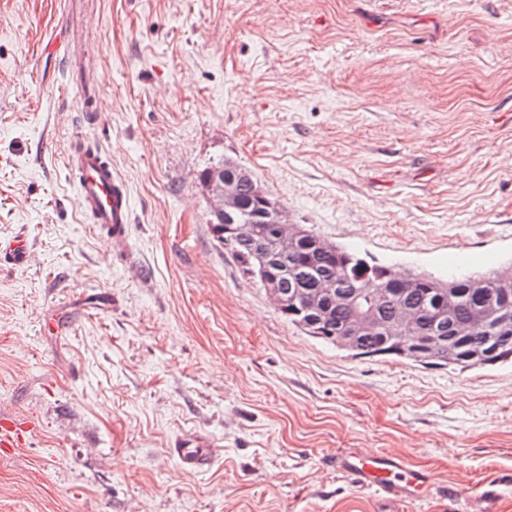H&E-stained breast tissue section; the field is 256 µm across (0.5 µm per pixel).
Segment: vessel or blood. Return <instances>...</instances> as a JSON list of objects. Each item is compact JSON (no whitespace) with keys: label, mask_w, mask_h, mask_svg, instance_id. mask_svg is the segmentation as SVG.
Instances as JSON below:
<instances>
[{"label":"vessel or blood","mask_w":512,"mask_h":512,"mask_svg":"<svg viewBox=\"0 0 512 512\" xmlns=\"http://www.w3.org/2000/svg\"><path fill=\"white\" fill-rule=\"evenodd\" d=\"M70 167L77 177L82 208L93 216L95 223L111 225L113 238H120L131 216L125 184L113 176L111 167L102 164L101 154L96 150L71 157ZM29 429L26 422L0 423V447H17ZM176 453L192 470L201 469L210 460L206 449L188 442L180 443ZM336 467L357 486L376 493L412 498L430 490L432 484L429 473L411 468L403 459L387 453L367 454L351 449L337 456Z\"/></svg>","instance_id":"obj_1"}]
</instances>
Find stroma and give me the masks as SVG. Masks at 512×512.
<instances>
[{"label": "stroma", "mask_w": 512, "mask_h": 512, "mask_svg": "<svg viewBox=\"0 0 512 512\" xmlns=\"http://www.w3.org/2000/svg\"><path fill=\"white\" fill-rule=\"evenodd\" d=\"M130 194L113 240L72 147ZM233 161L295 223L442 280L512 265V0H0V512H456L512 475V361L364 357L214 230ZM204 441L193 472L174 449ZM400 456L375 497L340 452ZM31 425L27 422L2 421L0 425V447L15 448L24 440ZM336 469L357 486L375 493L412 498L430 490L432 484L429 473L413 469L403 459L387 453L351 449L336 456Z\"/></svg>", "instance_id": "obj_1"}]
</instances>
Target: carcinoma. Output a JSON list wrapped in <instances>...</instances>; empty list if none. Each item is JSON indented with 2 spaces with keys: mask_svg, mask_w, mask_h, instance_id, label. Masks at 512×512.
Instances as JSON below:
<instances>
[{
  "mask_svg": "<svg viewBox=\"0 0 512 512\" xmlns=\"http://www.w3.org/2000/svg\"><path fill=\"white\" fill-rule=\"evenodd\" d=\"M239 194L242 202V220L236 240L228 244V247L244 272L259 279L263 257L255 250L254 241H273L276 225L273 224V216L256 215L253 202L254 187L251 183H241ZM323 277L336 278L339 292L346 298L344 302H338L334 298L327 302L322 324L324 335L321 336L324 341L336 344L334 333L345 329L359 312L374 309L381 319L388 321L403 306L413 308L419 313V322L415 327L417 335L425 337L432 334L435 305L433 298L424 288V283L431 281L430 277L417 276L408 282H401L398 296L376 305L371 289L389 280H398L389 266L371 264L358 253L342 247L332 251H321L313 246L312 241L307 240L298 247L294 258L288 261V272L281 278V286L298 293L296 304L300 308L305 294L312 292L317 281ZM496 278L497 273L493 272L487 276H468L451 280L453 294L447 300L448 335L444 342V350L434 351V364H445L450 354L460 357L472 351L486 349V333H462L460 329L468 323L476 293L483 292L489 295L495 292ZM359 347L360 354L364 356H400L393 339L382 333L360 337Z\"/></svg>",
  "mask_w": 512,
  "mask_h": 512,
  "instance_id": "cac0c4a2",
  "label": "carcinoma"
}]
</instances>
